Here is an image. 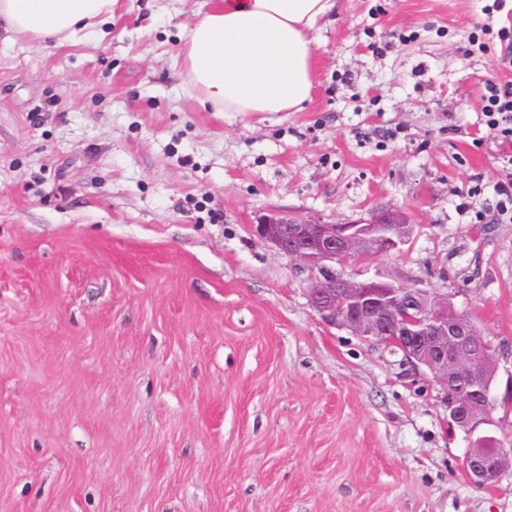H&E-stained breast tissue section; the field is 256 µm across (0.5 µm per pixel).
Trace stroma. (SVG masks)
Returning <instances> with one entry per match:
<instances>
[{"label":"stroma","mask_w":512,"mask_h":512,"mask_svg":"<svg viewBox=\"0 0 512 512\" xmlns=\"http://www.w3.org/2000/svg\"><path fill=\"white\" fill-rule=\"evenodd\" d=\"M491 2L335 0L299 112L201 106L206 0L0 37V512H512L445 390L325 325L254 231L403 209L412 236L346 275L450 297L512 348V144L481 98L512 67L472 44Z\"/></svg>","instance_id":"35a3bbf8"}]
</instances>
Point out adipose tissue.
<instances>
[{"label": "adipose tissue", "mask_w": 512, "mask_h": 512, "mask_svg": "<svg viewBox=\"0 0 512 512\" xmlns=\"http://www.w3.org/2000/svg\"><path fill=\"white\" fill-rule=\"evenodd\" d=\"M333 0H215L189 32L190 85L230 112H295L311 98L309 36ZM112 0H0V31L58 41L105 23Z\"/></svg>", "instance_id": "adipose-tissue-1"}]
</instances>
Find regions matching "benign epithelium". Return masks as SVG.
Wrapping results in <instances>:
<instances>
[{
    "label": "benign epithelium",
    "mask_w": 512,
    "mask_h": 512,
    "mask_svg": "<svg viewBox=\"0 0 512 512\" xmlns=\"http://www.w3.org/2000/svg\"><path fill=\"white\" fill-rule=\"evenodd\" d=\"M255 230L309 271L308 300L326 325L364 340L391 338L413 370L429 373L445 388L451 382H495L504 348L457 312L450 298L345 275V266L394 250L410 238L413 229L404 211L377 208L366 219L340 224L272 215ZM489 404L490 396L476 389L448 403L449 417L470 443L466 470L480 486L512 471V440L490 434Z\"/></svg>",
    "instance_id": "benign-epithelium-1"
}]
</instances>
